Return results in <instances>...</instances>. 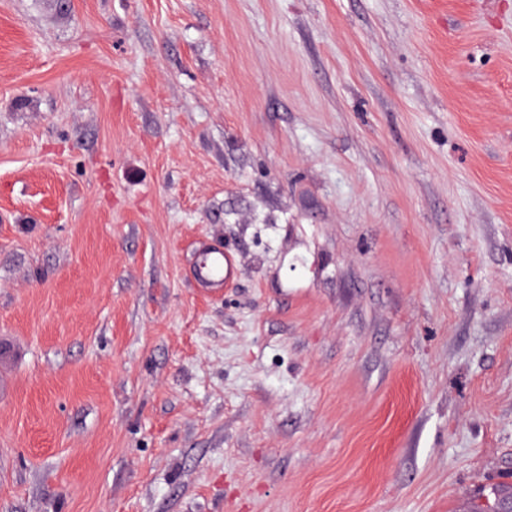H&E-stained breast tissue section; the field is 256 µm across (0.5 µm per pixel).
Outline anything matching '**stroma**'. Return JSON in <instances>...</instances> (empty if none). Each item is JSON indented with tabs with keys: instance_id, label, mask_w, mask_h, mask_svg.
I'll list each match as a JSON object with an SVG mask.
<instances>
[{
	"instance_id": "obj_1",
	"label": "stroma",
	"mask_w": 512,
	"mask_h": 512,
	"mask_svg": "<svg viewBox=\"0 0 512 512\" xmlns=\"http://www.w3.org/2000/svg\"><path fill=\"white\" fill-rule=\"evenodd\" d=\"M508 493L512 0H0V512ZM200 259L195 267L197 281L206 288H224L235 279V262L224 247L213 244L203 245Z\"/></svg>"
}]
</instances>
